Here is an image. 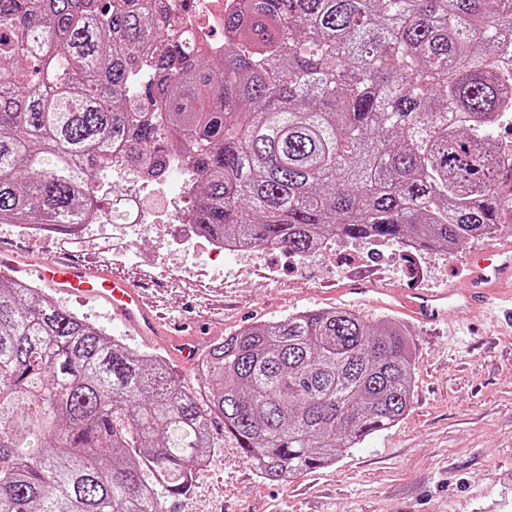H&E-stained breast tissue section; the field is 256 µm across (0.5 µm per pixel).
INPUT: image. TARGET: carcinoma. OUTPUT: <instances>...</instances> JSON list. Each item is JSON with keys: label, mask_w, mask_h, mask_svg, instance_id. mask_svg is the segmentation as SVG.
<instances>
[{"label": "carcinoma", "mask_w": 512, "mask_h": 512, "mask_svg": "<svg viewBox=\"0 0 512 512\" xmlns=\"http://www.w3.org/2000/svg\"><path fill=\"white\" fill-rule=\"evenodd\" d=\"M161 0H0V221L76 230L123 158L186 177L214 241L306 258L348 240L451 253L510 207L512 0H238L224 49L174 41ZM206 400L0 278V512H163L213 416L273 481L402 418L392 320L309 309L236 331Z\"/></svg>", "instance_id": "1"}]
</instances>
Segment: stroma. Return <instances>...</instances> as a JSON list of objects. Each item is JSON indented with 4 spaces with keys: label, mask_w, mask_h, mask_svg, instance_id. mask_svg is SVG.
<instances>
[{
    "label": "stroma",
    "mask_w": 512,
    "mask_h": 512,
    "mask_svg": "<svg viewBox=\"0 0 512 512\" xmlns=\"http://www.w3.org/2000/svg\"><path fill=\"white\" fill-rule=\"evenodd\" d=\"M170 218L163 211L153 224H87L43 237L0 223V247L92 260L134 280L167 317L197 331L205 351L238 329L309 308L385 319L389 310L368 297L341 293L350 276L368 273L381 288H444L464 274L471 253L512 248L508 220L447 255L350 240L305 259L263 248L230 257L205 237L181 234ZM54 299L132 350L164 357L182 385L201 390L198 367L127 333L103 303ZM397 320L415 361L412 404L398 422L330 465L271 482L214 418L216 447L180 496L179 512H512V314L493 323L458 313L440 324Z\"/></svg>",
    "instance_id": "obj_1"
}]
</instances>
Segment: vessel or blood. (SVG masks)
<instances>
[{
  "label": "vessel or blood",
  "instance_id": "1",
  "mask_svg": "<svg viewBox=\"0 0 512 512\" xmlns=\"http://www.w3.org/2000/svg\"><path fill=\"white\" fill-rule=\"evenodd\" d=\"M41 279L68 295L104 298L113 315L143 336L161 335L160 321L128 279L105 273L85 262L38 259ZM512 297V250L496 249L471 259L463 284L438 291L397 292L398 311L432 323L450 311L480 314L502 296Z\"/></svg>",
  "mask_w": 512,
  "mask_h": 512
}]
</instances>
